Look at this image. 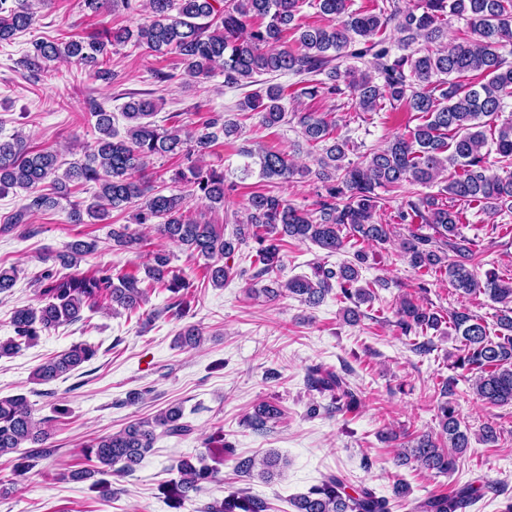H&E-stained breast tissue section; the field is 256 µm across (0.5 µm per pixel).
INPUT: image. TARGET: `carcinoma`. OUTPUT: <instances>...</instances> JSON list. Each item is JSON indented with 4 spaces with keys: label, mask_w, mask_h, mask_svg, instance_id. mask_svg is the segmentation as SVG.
Wrapping results in <instances>:
<instances>
[{
    "label": "carcinoma",
    "mask_w": 512,
    "mask_h": 512,
    "mask_svg": "<svg viewBox=\"0 0 512 512\" xmlns=\"http://www.w3.org/2000/svg\"><path fill=\"white\" fill-rule=\"evenodd\" d=\"M316 8L323 23H309L301 15L304 4ZM151 19L131 28L107 30L93 41L33 44L26 55L27 67L43 71L58 59H74L95 70L102 80L113 77L104 67L107 46L134 41L159 54H174L187 72L207 76L224 70V85L231 88L258 84L261 75H292L302 84L268 83L239 100L236 109L256 115L262 125L273 128L296 125L313 155L314 168L301 173L288 156L271 146L240 147L238 172L242 179L290 182L301 173L321 183L315 214L292 205L272 189L254 191L244 201V217L235 225L232 237L225 238L216 224L185 215L191 201H204L209 208L224 206L226 195L237 184L226 183L224 170L204 168L203 157L214 152L220 139L228 140L239 132L237 123L224 119L220 112L202 117L197 133L182 138L180 130L161 129L152 121L155 99L142 97L125 103L122 115L127 120L124 134L113 126V115L101 104L92 102L99 137L84 159L62 167L57 154L33 152L15 136L0 139V190L19 189L28 197V210L58 205L68 198L70 185L93 183L97 191L92 202L80 208L71 206V222L84 218L104 222L114 210L133 208V223L154 230L190 255L204 259L202 279L216 288L233 275L224 262L235 250L257 244L254 279L268 277L271 284L255 290L269 300L291 296L314 307L332 292L351 302L344 318L355 323L361 305L372 301L374 291L357 286L367 255L355 251L353 260L338 269L317 266L315 279L305 276L286 281L275 278L283 267L284 247L290 241L310 242L332 256L348 242L385 245L393 234L389 224L379 222V212L389 199L376 189L401 197L395 218L408 225L400 238V251L416 273L440 274L464 295H484L500 305L491 335L480 318L466 309L448 314L449 327L462 343L464 356L456 368L470 374L476 398L491 406L512 404V281L493 270L479 272L477 253L459 239V211L455 206L472 205L483 211L512 212V118L499 121L512 97V62L503 54L512 46V0H376L372 9L353 8V0H149ZM464 19L470 36L448 40V23ZM36 21L30 0H0V43L8 42ZM393 34H387L388 26ZM424 42L425 47L415 44ZM401 53L396 54L393 48ZM371 58V69L362 71L356 63ZM470 81L461 82L459 78ZM337 96L356 112H374L386 106L404 107L421 115L423 123L394 136L359 161L348 159L352 141L339 131L336 120L325 112L286 111L283 100L303 97ZM198 164L173 171L170 181L183 184V190L165 194L154 189L147 175L154 156H178ZM52 180L56 196L41 192ZM440 185L439 195H420L413 187ZM426 225L434 235L413 229ZM112 242L121 249H133L143 236L128 224L112 225ZM94 244L77 240L68 251L57 254V269H47L37 278L39 304L14 311V335L0 339V359L13 357L38 343L42 333L63 323L82 320L84 309L92 310L105 300L112 314L138 313L150 292L156 289L178 293L186 287L184 278L171 266L170 253L156 249L149 253L138 272L92 273L73 271ZM454 256L448 257V251ZM395 326L414 336V351L426 355L434 341L428 331L439 329L443 316L404 297L395 311ZM183 347L195 348L203 331L195 324L184 325L178 333ZM98 347L89 343L72 345L48 358L32 373L36 384H50L92 360ZM307 386L319 394L346 399V408L358 403L344 376L334 370L313 367ZM449 387L440 391L438 417L441 435L448 445L430 434H419L400 444L396 461L416 462L427 471L448 474L456 469V457L470 445L468 431L461 430L455 409L448 400ZM284 415L280 405L264 401L254 407L247 422L255 430L267 428ZM36 418L23 394L0 397V456L18 454L17 474L34 468L51 451L48 424ZM180 404H171L152 418L94 438L83 445L82 458L93 463H75L67 472L72 480L94 479L92 488L102 498L112 497L111 484L104 475L133 473L161 436L190 434ZM208 452L231 458L236 449L224 441L219 427L210 436ZM269 479L278 474L280 459L269 453L260 460L246 457L237 470ZM177 477L165 486L167 501L174 508L202 490V484L219 479L220 471L205 463L180 459L173 467ZM482 496L481 488L467 483L451 494H435L414 502L413 512H464ZM294 512H387L388 500L375 490L361 486L347 491L344 480L334 473L308 492L290 499ZM269 503L247 488L230 487L224 498L200 507L198 512H269Z\"/></svg>",
    "instance_id": "carcinoma-1"
}]
</instances>
